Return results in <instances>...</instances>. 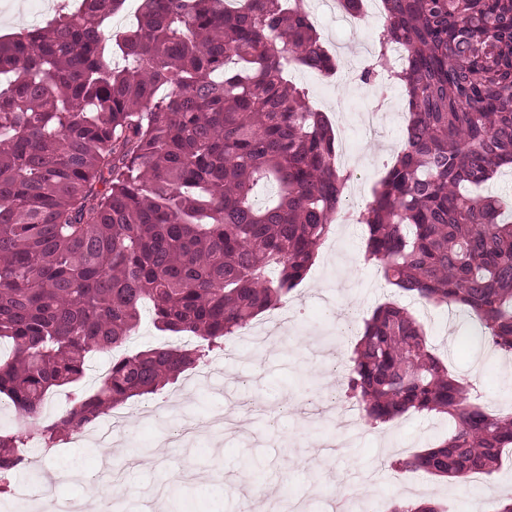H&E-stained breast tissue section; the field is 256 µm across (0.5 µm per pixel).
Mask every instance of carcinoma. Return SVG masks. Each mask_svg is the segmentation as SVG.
<instances>
[{
  "mask_svg": "<svg viewBox=\"0 0 512 512\" xmlns=\"http://www.w3.org/2000/svg\"><path fill=\"white\" fill-rule=\"evenodd\" d=\"M58 0L54 16L0 35V396L53 448L127 401L155 394L304 279L353 173L331 123L290 82L329 75L305 0ZM124 65H110L112 49ZM404 90L403 146L356 210L364 261L396 291L454 305L512 357V204L482 193L512 166V0H382L375 63ZM275 188L263 204L258 189ZM195 336L112 357L141 310ZM66 409L42 421L47 397ZM346 397L375 425L446 414L437 446L398 470L491 474L512 448V413L472 402L397 303L364 322ZM26 438L0 434V493L26 469ZM111 360L112 352L96 354L91 360V362H93L91 369V364L89 363L87 375L80 381L79 385L87 391L95 390L98 386L100 374L106 370Z\"/></svg>",
  "mask_w": 512,
  "mask_h": 512,
  "instance_id": "1",
  "label": "carcinoma"
}]
</instances>
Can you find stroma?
<instances>
[{
	"mask_svg": "<svg viewBox=\"0 0 512 512\" xmlns=\"http://www.w3.org/2000/svg\"><path fill=\"white\" fill-rule=\"evenodd\" d=\"M321 42L337 59L334 76L320 77L304 68L291 71L292 82L306 88L312 110L324 113L339 132L355 177L346 192L352 207L371 198L384 166L399 150L406 121L399 87L360 79L361 58L373 47L378 23L362 17L354 25L328 15L313 14ZM378 113L380 139L365 137L362 118ZM364 228L334 225L318 260L303 282L279 309L291 315L267 352H260L254 334L271 329L270 314L254 319L214 354L207 366L190 371L162 392L132 399L122 412L125 425L117 436L124 447L144 456L127 466L131 494L165 485L169 473L182 465L195 467L197 476L183 483L182 512H240L252 500L254 484L274 493L273 512H331L333 499L343 498L348 512H363L366 501L390 503L402 492L427 494L448 512H482L473 484L452 478L390 468L391 460L427 449L447 436L453 426L448 416L410 413L373 426L364 416L343 426L327 413L325 397H344L346 359L361 334L364 318L380 304L396 300L410 307L430 334L434 352L451 374L481 375L475 390L491 409L512 412V363L497 359L486 346L474 342L460 347L458 338L470 334L468 323L446 309L411 305L396 298L393 288L363 261ZM231 421L225 432L201 433L191 448H173L169 439L189 420L207 421L216 414ZM30 471L17 476L29 482L31 474L56 477L54 487L65 500L92 493L108 502L114 494L107 485L59 478L63 469L90 474L102 458L92 441L67 440L43 448L28 443ZM254 456L264 462L257 479L244 476L239 462Z\"/></svg>",
	"mask_w": 512,
	"mask_h": 512,
	"instance_id": "35a3bbf8",
	"label": "stroma"
}]
</instances>
